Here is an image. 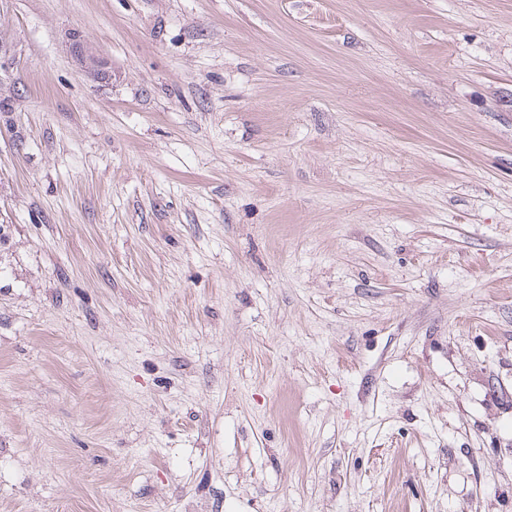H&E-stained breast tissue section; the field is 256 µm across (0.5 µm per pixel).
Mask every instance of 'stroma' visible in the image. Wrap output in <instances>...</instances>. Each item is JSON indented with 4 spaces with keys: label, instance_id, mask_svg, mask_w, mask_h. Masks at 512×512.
Instances as JSON below:
<instances>
[{
    "label": "stroma",
    "instance_id": "stroma-1",
    "mask_svg": "<svg viewBox=\"0 0 512 512\" xmlns=\"http://www.w3.org/2000/svg\"><path fill=\"white\" fill-rule=\"evenodd\" d=\"M0 512H512V0H0Z\"/></svg>",
    "mask_w": 512,
    "mask_h": 512
}]
</instances>
